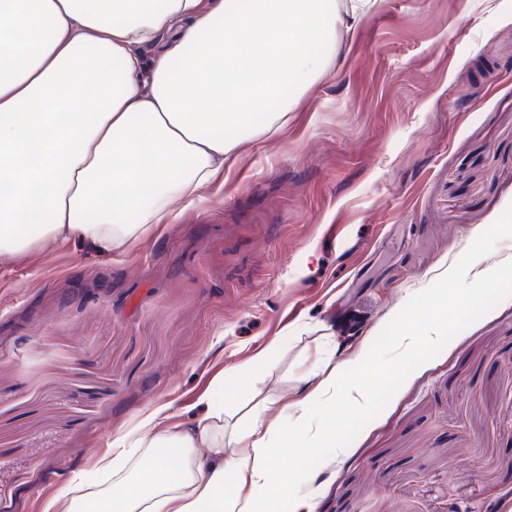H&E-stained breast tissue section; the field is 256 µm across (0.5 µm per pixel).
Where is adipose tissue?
Wrapping results in <instances>:
<instances>
[{"mask_svg": "<svg viewBox=\"0 0 512 512\" xmlns=\"http://www.w3.org/2000/svg\"><path fill=\"white\" fill-rule=\"evenodd\" d=\"M377 5L0 0V265L57 239L109 255L167 223L287 122L342 56L339 30ZM354 371L321 360L317 387L271 419L265 401L240 421L209 400L176 424L157 405L44 512H276L274 442L317 444L312 402L342 398Z\"/></svg>", "mask_w": 512, "mask_h": 512, "instance_id": "obj_1", "label": "adipose tissue"}]
</instances>
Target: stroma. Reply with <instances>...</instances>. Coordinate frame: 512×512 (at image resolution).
Returning a JSON list of instances; mask_svg holds the SVG:
<instances>
[{
    "label": "stroma",
    "instance_id": "35a3bbf8",
    "mask_svg": "<svg viewBox=\"0 0 512 512\" xmlns=\"http://www.w3.org/2000/svg\"><path fill=\"white\" fill-rule=\"evenodd\" d=\"M272 137L123 254L0 267V512H42L167 402H293L325 334L364 358L512 204V0H380ZM284 353L234 397L226 368ZM463 468L449 472L448 461ZM313 512H512V298L302 485Z\"/></svg>",
    "mask_w": 512,
    "mask_h": 512
}]
</instances>
